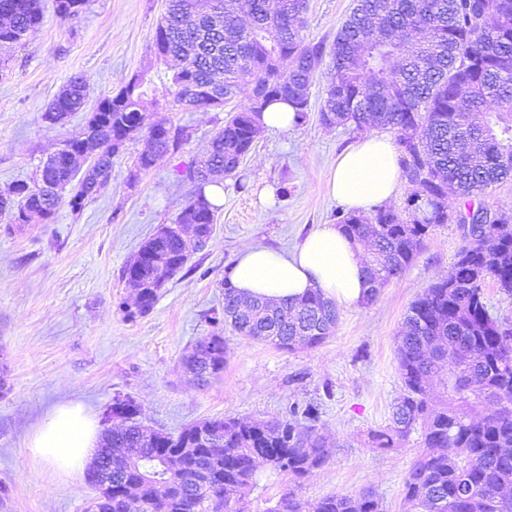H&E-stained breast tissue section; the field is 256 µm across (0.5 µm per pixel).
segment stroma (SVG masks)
I'll return each mask as SVG.
<instances>
[{"instance_id":"35a3bbf8","label":"stroma","mask_w":512,"mask_h":512,"mask_svg":"<svg viewBox=\"0 0 512 512\" xmlns=\"http://www.w3.org/2000/svg\"><path fill=\"white\" fill-rule=\"evenodd\" d=\"M44 17L10 53L0 76V191L34 182L40 165L82 127L98 102L153 65V40L165 0H88L62 19L53 0ZM355 0H309L305 33L332 44ZM73 76L86 78L82 111L47 127L41 114ZM324 79L311 87L309 119L285 132H263L242 167L246 190L224 180V205L212 238L160 292L153 310L129 318L119 309L128 292L122 270L156 230L173 223L195 190L184 175L224 124L229 108L170 110L188 140L136 184L128 176L144 139L127 143L108 188L82 211L61 203L51 220L11 223L0 215V512H85L94 491L85 474L56 476L32 463L29 436L65 402L102 421L115 394L135 400L144 425L178 432L211 418L265 420L289 401L321 404L317 427L332 446L329 460L302 480L303 498L373 490L385 512H400L404 479L422 448L372 447L369 434L387 424L402 391L396 337L410 304L447 276L461 240L456 225L432 229L412 266L371 304L340 308L332 335L313 348L283 350L224 331V370L206 383L189 379L183 359L211 335L208 318L222 309L225 268L243 245L293 250L338 207L326 189L338 152L359 139L350 127L322 125ZM285 185L287 198L263 204L260 191Z\"/></svg>"}]
</instances>
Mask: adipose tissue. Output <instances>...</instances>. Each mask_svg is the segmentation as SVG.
<instances>
[{
    "label": "adipose tissue",
    "mask_w": 512,
    "mask_h": 512,
    "mask_svg": "<svg viewBox=\"0 0 512 512\" xmlns=\"http://www.w3.org/2000/svg\"><path fill=\"white\" fill-rule=\"evenodd\" d=\"M398 149L388 138L366 134L336 157L328 190L346 209L368 212L389 202L400 185ZM362 244L336 224H321L295 250L283 253L247 245L228 281L246 299L298 303L312 290L343 306L367 302L370 283ZM99 431L84 407H57L29 442L34 462L69 477L83 472L99 450Z\"/></svg>",
    "instance_id": "obj_1"
}]
</instances>
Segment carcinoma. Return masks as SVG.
Returning <instances> with one entry per match:
<instances>
[{"mask_svg": "<svg viewBox=\"0 0 512 512\" xmlns=\"http://www.w3.org/2000/svg\"><path fill=\"white\" fill-rule=\"evenodd\" d=\"M86 0H55L62 18ZM307 0H168L158 25L159 60H174L167 82L154 87L167 111L219 108L244 91L251 105L234 111L207 152L185 169L196 192L176 224H198L209 237L217 205L204 189L235 174L258 135L259 117L285 101L294 122L309 117L314 77L329 58L320 121L357 130L394 133L402 176L412 192L404 207L371 214L336 210L349 238L372 248L369 301L400 278L439 224H454L462 246L452 272L431 282L411 303L397 336L402 394L388 423L370 433L391 449L416 433L423 452L404 480L401 512H512V322L490 313L483 286L492 281L512 296V211L472 201L512 176V0H357L331 48L304 34ZM42 21L41 0H0V63ZM149 71L132 75L118 93L100 101L86 124L42 165L34 186L16 183L0 194V213L15 224L49 221L68 199L74 211L108 185L126 142L141 135L149 149L137 172L153 168L180 148L183 127L140 110ZM81 77L70 79L42 114L50 126L82 110ZM484 116L479 123L475 115ZM165 260L169 281L190 259L172 225L144 241L123 269L135 295L134 318L149 314L160 290L154 262ZM222 312L209 322L280 349L313 347L339 320L336 305L314 290L297 304L242 300L226 281ZM226 341L218 333L195 343L185 360L197 380L224 370ZM121 422L105 429L96 455L112 467V481L87 474L95 496L88 512H244L257 471L267 466L299 484L330 457L319 433L320 405L296 399L281 418L260 422L207 419L180 432L156 433L138 421L139 408L115 396L104 416ZM206 432L208 445L195 435ZM264 512H383L369 490L304 500L289 490Z\"/></svg>", "mask_w": 512, "mask_h": 512, "instance_id": "carcinoma-1", "label": "carcinoma"}]
</instances>
